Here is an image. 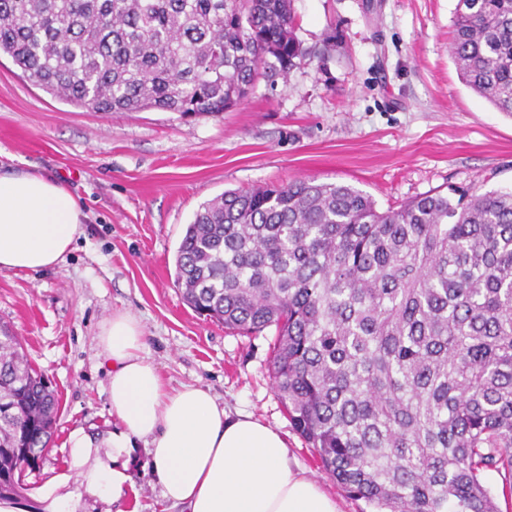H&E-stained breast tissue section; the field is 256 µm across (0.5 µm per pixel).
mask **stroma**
<instances>
[{"instance_id": "1", "label": "stroma", "mask_w": 512, "mask_h": 512, "mask_svg": "<svg viewBox=\"0 0 512 512\" xmlns=\"http://www.w3.org/2000/svg\"><path fill=\"white\" fill-rule=\"evenodd\" d=\"M457 0H294L305 50L286 77H258L220 112H95L33 85L0 56V173L36 170L81 205L83 230L59 265L0 269V323L57 392L56 429L27 498L12 512H48L46 488L75 494L65 445L72 429L104 439L120 422L108 400L98 337L120 313L139 320L145 357L173 388H208L229 413L277 428L291 453L333 495L291 425L270 377L274 328L244 335L183 300L175 255L199 206L227 190L306 178L353 186L378 210L451 186L512 188V117L461 80L450 53ZM133 486L114 501L82 497L80 512H187L165 501L145 450Z\"/></svg>"}]
</instances>
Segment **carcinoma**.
Returning a JSON list of instances; mask_svg holds the SVG:
<instances>
[{"label": "carcinoma", "mask_w": 512, "mask_h": 512, "mask_svg": "<svg viewBox=\"0 0 512 512\" xmlns=\"http://www.w3.org/2000/svg\"><path fill=\"white\" fill-rule=\"evenodd\" d=\"M294 0H0V54L95 112L231 108L304 50ZM463 83L512 117V0H458ZM196 313L275 328L274 389L322 471L374 512H498L512 490V190L449 189L380 211L299 179L204 203L177 248ZM59 400L0 325V501Z\"/></svg>", "instance_id": "cac0c4a2"}]
</instances>
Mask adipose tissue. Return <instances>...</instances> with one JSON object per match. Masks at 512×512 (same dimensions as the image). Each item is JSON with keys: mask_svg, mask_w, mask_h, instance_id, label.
Listing matches in <instances>:
<instances>
[{"mask_svg": "<svg viewBox=\"0 0 512 512\" xmlns=\"http://www.w3.org/2000/svg\"><path fill=\"white\" fill-rule=\"evenodd\" d=\"M73 194L40 172L0 175V269L58 265L80 234ZM99 345L110 361L109 402L121 422L106 442L68 437V468L84 493L121 497L125 456L143 444L164 499L191 512H338L335 499L289 456L281 433L249 413L229 415L205 389L169 388L142 350L138 320L120 313Z\"/></svg>", "mask_w": 512, "mask_h": 512, "instance_id": "obj_1", "label": "adipose tissue"}]
</instances>
